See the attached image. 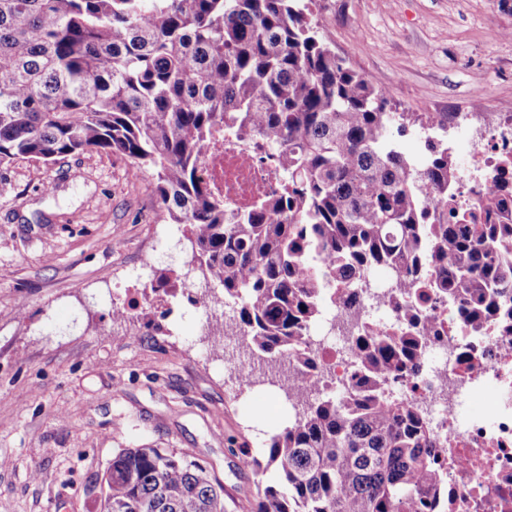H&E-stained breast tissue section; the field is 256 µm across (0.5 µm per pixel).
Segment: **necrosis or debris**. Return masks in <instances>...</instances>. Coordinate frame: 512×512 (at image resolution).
Here are the masks:
<instances>
[{
    "instance_id": "obj_1",
    "label": "necrosis or debris",
    "mask_w": 512,
    "mask_h": 512,
    "mask_svg": "<svg viewBox=\"0 0 512 512\" xmlns=\"http://www.w3.org/2000/svg\"><path fill=\"white\" fill-rule=\"evenodd\" d=\"M510 155L512 121L479 132L471 171L455 187L456 198L476 204L500 180V162ZM199 175L228 211L250 208L284 185L274 147L249 130L218 129L203 150ZM169 303L151 279L112 299L113 308L129 318ZM427 308L434 324L420 369L399 390L444 441L448 499L439 512H512V332L491 325L474 336L447 301L431 297ZM345 318L339 304L330 305L323 327L311 333L318 358L299 370L303 380L328 391H342L352 376Z\"/></svg>"
}]
</instances>
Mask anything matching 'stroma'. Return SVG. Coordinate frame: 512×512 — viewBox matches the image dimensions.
I'll list each match as a JSON object with an SVG mask.
<instances>
[{"label":"stroma","instance_id":"35a3bbf8","mask_svg":"<svg viewBox=\"0 0 512 512\" xmlns=\"http://www.w3.org/2000/svg\"><path fill=\"white\" fill-rule=\"evenodd\" d=\"M336 53L404 114L401 150L448 143L458 168L472 123L512 114V0H317ZM440 114L446 129L426 118ZM192 256L161 213L152 172L119 154L0 166V512H98L102 477L125 448L198 459L224 486L226 512H252L263 456L289 406L274 386L240 387L209 351L202 309L129 321L112 291L178 277Z\"/></svg>","mask_w":512,"mask_h":512}]
</instances>
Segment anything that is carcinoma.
Wrapping results in <instances>:
<instances>
[{
  "label": "carcinoma",
  "instance_id": "cac0c4a2",
  "mask_svg": "<svg viewBox=\"0 0 512 512\" xmlns=\"http://www.w3.org/2000/svg\"><path fill=\"white\" fill-rule=\"evenodd\" d=\"M225 124L253 126L285 174L242 214L197 175ZM404 131L303 0H0V165L95 150L153 171L211 290L200 303L234 304L242 346L294 410L266 461L246 457L279 480L254 512H432L444 493L438 436L389 387L416 374L431 322L406 309L396 335L352 337L342 392L292 373L316 359L323 293L338 287L357 319L376 268L418 302L448 298L473 336L512 318V186L456 205L448 146L429 143L418 167ZM103 482L101 512H225L224 486L164 448L121 450Z\"/></svg>",
  "mask_w": 512,
  "mask_h": 512
}]
</instances>
